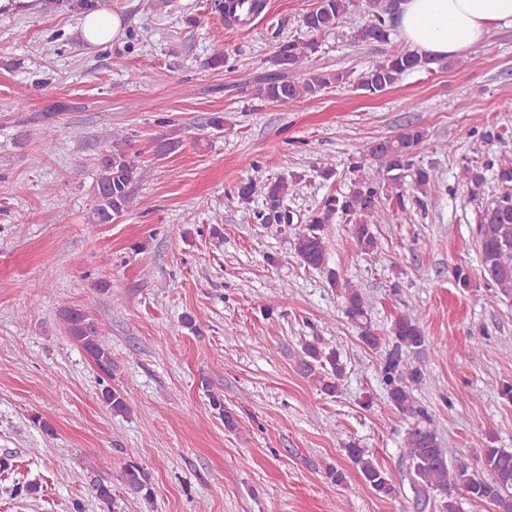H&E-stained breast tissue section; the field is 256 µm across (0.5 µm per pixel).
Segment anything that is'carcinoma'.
Wrapping results in <instances>:
<instances>
[{
	"label": "carcinoma",
	"instance_id": "1",
	"mask_svg": "<svg viewBox=\"0 0 512 512\" xmlns=\"http://www.w3.org/2000/svg\"><path fill=\"white\" fill-rule=\"evenodd\" d=\"M399 0H367L368 20L357 30L361 41L387 42L397 21ZM354 0H317L311 10L303 14L301 26L309 38L281 41L279 32L271 37L277 40V50L270 57L274 67L259 88L262 98L272 102H288L312 97L333 85L345 82L349 74L333 71H313L302 81H287L282 69L302 70L318 51L314 35L335 29L346 23L353 12ZM428 64L416 54L398 49L385 59L373 63L358 81L357 87L369 95H379L395 84L402 75L420 70ZM425 140L422 130L409 126L403 132L383 141L365 145L361 160L351 167V189L340 196L330 195L307 217V227L296 237L295 254L300 263L312 270L324 271L331 287L341 290L342 313L350 323L360 328V339L371 349L377 348L379 338L366 322L367 312L362 293L352 283L343 280L327 268L328 242L325 226L336 217L353 218V237L361 251L371 254L377 247L372 225L380 217L379 194L388 184L399 185L412 172L415 204H423L428 193L440 188L433 170L415 162L418 150ZM156 155L165 157L183 146L177 133L166 134L156 141ZM145 170L138 153L129 149V140L114 136L112 145L97 159L95 205L92 224H110L127 212L132 204V188L144 180ZM498 182L504 192L487 207L476 238L481 257V275L502 295L512 296V166L503 165L497 171ZM458 181L479 186L484 173L470 165L462 167ZM298 180L279 177L262 186L249 182L238 187L240 201L250 203L255 193L263 197L262 206L254 211L258 224H291L293 212L285 204ZM66 329L74 340L95 360L106 375L112 374V353L101 340V327L77 309L66 311ZM391 334L394 345L380 362V377L387 399L401 414L415 419L405 441V451L411 461L416 492L425 500L437 502L439 512H460L458 494L462 493L477 503H488L494 512H512V451L489 446L481 449L476 463L459 459L448 463L447 451L442 447L436 431L430 426L427 412L415 404L412 386L427 378L424 360L427 339L417 322L407 316L395 319ZM301 373L315 381L321 392L334 396L340 393L345 365L339 353L324 351L313 342L302 347ZM405 352L415 354L416 360L402 357ZM103 402L115 414L128 411L124 395L110 386L101 389ZM351 461L358 467L364 483L377 495L385 497L394 492L387 473L375 464L365 451L354 445L346 449ZM125 483L132 494L150 500L154 489L142 467L132 462L125 470ZM91 491L103 503L112 502V486L96 477L90 480Z\"/></svg>",
	"mask_w": 512,
	"mask_h": 512
}]
</instances>
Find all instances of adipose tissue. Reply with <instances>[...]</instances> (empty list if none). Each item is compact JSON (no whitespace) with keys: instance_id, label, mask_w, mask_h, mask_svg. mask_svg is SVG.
<instances>
[{"instance_id":"obj_1","label":"adipose tissue","mask_w":512,"mask_h":512,"mask_svg":"<svg viewBox=\"0 0 512 512\" xmlns=\"http://www.w3.org/2000/svg\"><path fill=\"white\" fill-rule=\"evenodd\" d=\"M495 23L512 25V0H400L398 28L411 50L452 58L481 41Z\"/></svg>"}]
</instances>
